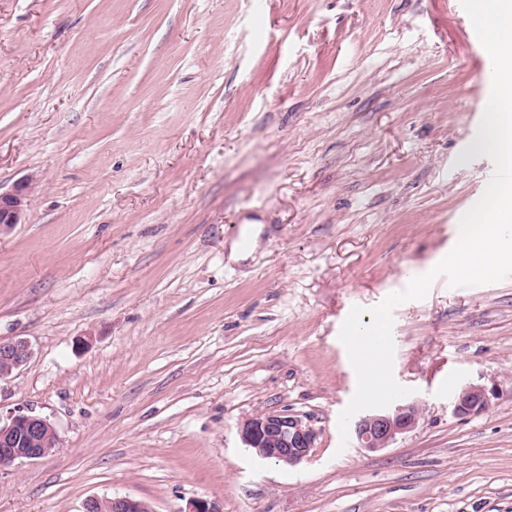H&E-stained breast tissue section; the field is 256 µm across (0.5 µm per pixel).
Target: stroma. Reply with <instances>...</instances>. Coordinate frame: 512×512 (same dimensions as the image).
Returning a JSON list of instances; mask_svg holds the SVG:
<instances>
[{"mask_svg": "<svg viewBox=\"0 0 512 512\" xmlns=\"http://www.w3.org/2000/svg\"><path fill=\"white\" fill-rule=\"evenodd\" d=\"M491 82L460 0H0V191L34 183L0 234V339L31 349L0 416L57 436L0 512H512V276L395 308L420 419L377 452L338 430L351 308L443 259L494 172ZM468 384L488 405L456 414ZM284 409L317 433L296 466L239 434ZM108 512H153L149 503L130 496H112L89 499L85 505V512H97L103 506Z\"/></svg>", "mask_w": 512, "mask_h": 512, "instance_id": "obj_1", "label": "stroma"}]
</instances>
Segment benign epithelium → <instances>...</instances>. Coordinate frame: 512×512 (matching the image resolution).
I'll use <instances>...</instances> for the list:
<instances>
[{
    "label": "benign epithelium",
    "instance_id": "benign-epithelium-1",
    "mask_svg": "<svg viewBox=\"0 0 512 512\" xmlns=\"http://www.w3.org/2000/svg\"><path fill=\"white\" fill-rule=\"evenodd\" d=\"M32 180L17 183L9 192H0V233L19 223L28 206ZM31 356L26 341L0 340V380L10 376ZM488 405L485 389L478 385L462 387L455 397L454 411L469 415ZM420 418L416 403L398 404L359 418L354 436L359 446L369 451L389 447L397 436L413 429ZM240 435L246 447L262 459L295 466L310 458L316 450L317 434L301 417L286 411L264 412L246 420ZM56 433L47 419L33 414H13L0 420V470L16 463L34 461L56 448ZM153 512L149 503L130 496L92 498L85 512Z\"/></svg>",
    "mask_w": 512,
    "mask_h": 512
}]
</instances>
